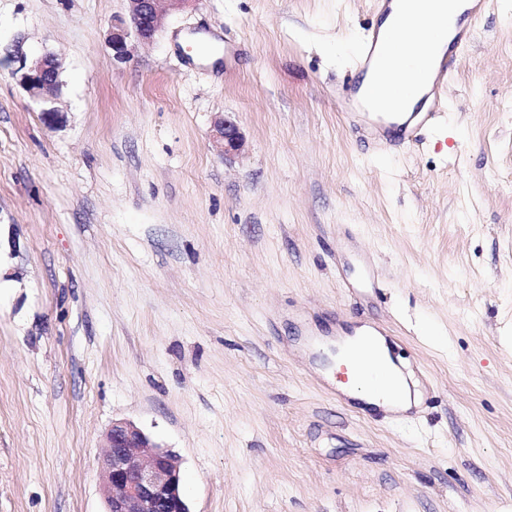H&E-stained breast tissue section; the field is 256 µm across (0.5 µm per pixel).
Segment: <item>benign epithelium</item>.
Returning <instances> with one entry per match:
<instances>
[{"label":"benign epithelium","mask_w":512,"mask_h":512,"mask_svg":"<svg viewBox=\"0 0 512 512\" xmlns=\"http://www.w3.org/2000/svg\"><path fill=\"white\" fill-rule=\"evenodd\" d=\"M129 20L112 21L109 44L113 57L129 56L128 41L152 43L163 29L167 11L184 10L194 0H127ZM20 83L43 106L51 123L59 120L52 99L60 85V64L46 54L19 70ZM213 143L226 157L240 153L245 137L239 125L223 116L214 123ZM100 460L105 512H190L181 492L178 457L128 421H114L105 434Z\"/></svg>","instance_id":"7a95c632"}]
</instances>
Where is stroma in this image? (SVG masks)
Wrapping results in <instances>:
<instances>
[{
    "mask_svg": "<svg viewBox=\"0 0 512 512\" xmlns=\"http://www.w3.org/2000/svg\"><path fill=\"white\" fill-rule=\"evenodd\" d=\"M127 14L0 0V512H105L116 420L178 456L191 512H512V10L487 0L445 111L387 152L330 99L374 0H194L119 61ZM45 54L54 125L18 75ZM364 323L410 414L333 394ZM213 143L224 158L239 154L245 147V137L239 125L232 119L223 116L214 123Z\"/></svg>",
    "mask_w": 512,
    "mask_h": 512,
    "instance_id": "35a3bbf8",
    "label": "stroma"
}]
</instances>
